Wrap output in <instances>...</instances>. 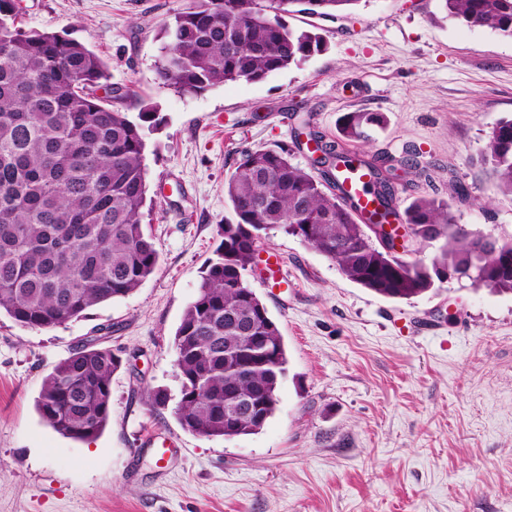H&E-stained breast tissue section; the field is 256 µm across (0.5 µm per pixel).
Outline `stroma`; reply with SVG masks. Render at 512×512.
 <instances>
[{"instance_id":"obj_1","label":"stroma","mask_w":512,"mask_h":512,"mask_svg":"<svg viewBox=\"0 0 512 512\" xmlns=\"http://www.w3.org/2000/svg\"><path fill=\"white\" fill-rule=\"evenodd\" d=\"M25 29L85 43L154 111L142 222L158 267L84 318L31 329L0 315V512H512V294L449 280L409 301L379 296L279 231L288 285L255 262L247 279L277 323L288 364L274 414L231 440L184 430L174 334L233 220L224 181L242 149L287 148L311 168L309 130L339 139L348 112L386 123L346 151L414 159L396 206L448 201L457 223L512 235V196L481 161L512 118V38L443 18L438 0H359L352 13L289 15L325 51L260 82L200 92L161 85V27L186 0H18ZM112 349L110 418L74 441L40 417L43 379L81 342ZM169 395L156 406L155 389ZM172 438L165 464L148 442Z\"/></svg>"}]
</instances>
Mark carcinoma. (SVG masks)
Listing matches in <instances>:
<instances>
[{"mask_svg":"<svg viewBox=\"0 0 512 512\" xmlns=\"http://www.w3.org/2000/svg\"><path fill=\"white\" fill-rule=\"evenodd\" d=\"M359 0H187L160 31V82L202 91L235 81L256 82L324 50L314 29L284 20L299 3L328 17ZM446 15L471 27L512 37V0H439ZM103 60L84 43L20 26L16 0H0V313L16 323L50 329L123 298L158 264L142 224L146 204L144 123L112 105L129 92L109 83ZM103 89L107 96L96 91ZM383 115L348 112L345 140H359ZM332 160L320 176L292 162L290 150L244 149L224 181L236 222L220 227L216 258L174 335L181 380L176 407L184 429L232 439L257 433L273 415L287 354L281 332L247 281L261 234L300 238L335 263L352 282L388 299L410 300L434 289L448 271L476 279L495 293H512V236L499 253H482V234L462 231L448 202L417 197L400 217L411 239L435 246L430 262L384 252L370 235L372 219L334 171L353 163L371 173L378 209L395 205V189L379 181V157L351 156L313 133ZM484 160L512 196V119L488 136ZM120 362L94 341L77 345L44 378L37 399L42 419L77 441L100 434L110 415L112 376ZM252 402L254 414L229 430V398Z\"/></svg>","mask_w":512,"mask_h":512,"instance_id":"1","label":"carcinoma"}]
</instances>
